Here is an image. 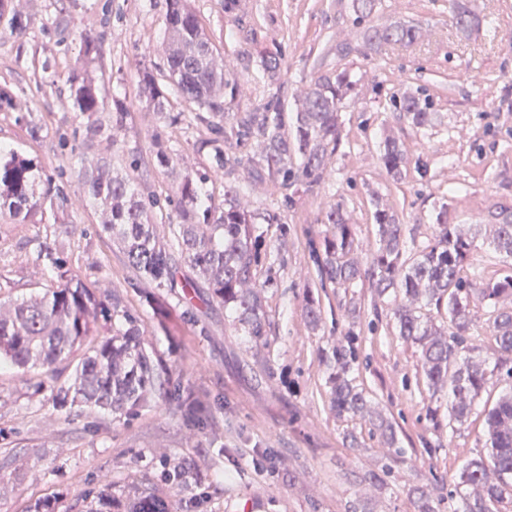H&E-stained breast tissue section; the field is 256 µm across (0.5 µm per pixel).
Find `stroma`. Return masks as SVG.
<instances>
[{
  "label": "stroma",
  "instance_id": "1",
  "mask_svg": "<svg viewBox=\"0 0 512 512\" xmlns=\"http://www.w3.org/2000/svg\"><path fill=\"white\" fill-rule=\"evenodd\" d=\"M226 67L227 112H247L272 98L293 104L318 76L350 72L355 91L343 104L342 139L319 188L285 195L271 182L246 186L244 168L205 186L216 207L224 188L240 185L241 204L256 215H278L256 231L267 244L260 277L270 328L266 342L248 336L233 308L208 294L175 313L194 319L162 330L131 288L135 271L85 189L81 157L107 158L113 172L130 161L144 186L173 193L185 173L208 163L205 125L193 123L197 105L171 97L170 111L185 123L165 126L141 94L144 73L167 86L164 33L167 0H7L0 22V89L12 98L0 110V149L31 158L62 197L44 201L28 221L0 216V300L44 293L56 275L38 258L42 245L64 247L66 267L88 282L120 291L146 325L145 339L175 363L172 389L191 387L204 405L187 421L174 402H158L117 418L80 407L57 409L49 392H36L39 370L0 366V512H32L51 501L56 512H90L93 493L111 486L124 499L143 478L171 496L174 512H414L408 489L425 487L441 512H453L449 486L469 458L483 450L482 415L461 426H436L430 412L447 391L432 394L419 367L418 348L397 334L399 300L371 299L368 283L322 287L311 256L322 219L342 205L356 226L357 254L369 263L379 242L372 195L397 214L408 255L430 243L435 218L477 230L466 275L489 276L502 257L488 242L498 214H512V0H469L478 30L461 33L452 0H375L370 25H415L417 41L375 52L363 45L352 0H189ZM99 36V55L84 63L81 33ZM280 61L274 80L259 77L260 58ZM94 78L105 112L122 104L128 118L115 137L86 138L72 78ZM424 88L433 99L431 127L414 128L395 111L393 95ZM172 147L160 166L155 136ZM408 155L396 181L381 161L385 136ZM319 299L323 324L310 330L305 295ZM356 298L355 315L344 304ZM357 340L351 376L375 410L392 422L403 456L390 462L369 435L368 418L336 417L330 410L329 371L323 362L336 341ZM358 447H349L347 434ZM377 474L374 485L369 475Z\"/></svg>",
  "mask_w": 512,
  "mask_h": 512
}]
</instances>
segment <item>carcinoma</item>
<instances>
[{"mask_svg": "<svg viewBox=\"0 0 512 512\" xmlns=\"http://www.w3.org/2000/svg\"><path fill=\"white\" fill-rule=\"evenodd\" d=\"M373 0H353L358 24L364 26L363 41L371 49L385 44L408 46L418 30L410 25L383 29L365 25ZM457 28L463 33L478 26V16L465 0L454 10ZM169 30L165 43L168 79L180 96L195 103L196 118L224 141L255 140L261 145L257 159L248 160L251 183L272 181L293 192L313 190L320 184L327 165L340 144L341 105L355 82L347 72L320 76L295 103V110L281 99L267 102L251 112L234 115L224 111V71L214 64V45L187 0H168ZM143 93L158 118L167 126L181 122L182 113L171 112L169 101L158 89L152 74L143 76ZM74 100L87 115L86 136L94 138L119 132L126 113L117 107L103 123L98 114L103 100L91 82L74 81ZM394 106L416 128L429 126L434 118L426 90L407 92ZM232 117L234 126L224 122ZM382 162L395 179L404 175L406 151L394 137L383 142ZM241 160L220 146L212 148L209 165L187 173L176 198L166 199L178 222L174 235L181 254L197 277L177 280V266L170 245L160 237L156 208L160 200L146 194L132 175H114L110 163L101 158L84 160L85 186L91 204L102 208L107 220L104 232L120 243L136 272V288L153 318L165 327L171 319L169 294L177 288L189 294L199 288L212 298L239 311L238 321L248 335L267 341L268 332L259 288L262 239L255 235V217L241 208L238 190L224 191V210L216 212L202 199V186L222 171L232 174ZM31 159L12 152L0 157V214L24 222L41 207L34 189ZM374 220L379 249L370 264L362 267L357 257L356 228L339 207L326 212L324 231L312 256L318 266L321 286L347 288L365 278L373 300L393 292L405 303L394 310L398 334L417 344L428 388L437 394L448 386V427L463 424L480 405L490 385L501 394L496 403L483 409L487 454H479L462 466L451 498L458 500L454 512H509L512 506V217L493 225L491 244L508 262L500 272L480 281L462 275L475 248V234L448 220V211L436 215L433 241L413 257L406 256L403 225L394 212L374 201ZM38 258L51 271H59L57 282L41 295L20 302L0 304V361L23 369L39 368L53 405L65 408L76 403L88 411L108 410L120 417L148 408L158 399L169 400L171 378L166 360L146 350L142 342L141 319L125 305L116 292H102L64 270L60 250L45 245ZM479 298L491 307L490 335L496 357L483 355L482 339L470 334V304ZM436 310L437 323L428 316ZM309 325L318 329L320 303L308 295L303 306ZM119 320L123 327L110 338L97 337L98 322ZM77 360L67 381H58L57 365ZM358 350L347 339L325 358L331 370L330 403L338 418H354L370 408L364 390L358 388L350 370ZM184 416L194 417L202 404L190 391L176 398ZM372 436L399 455L391 423L379 415ZM415 512H438V504L423 488L412 489ZM119 512H171L168 498L152 483L135 488L125 497Z\"/></svg>", "mask_w": 512, "mask_h": 512, "instance_id": "cac0c4a2", "label": "carcinoma"}]
</instances>
